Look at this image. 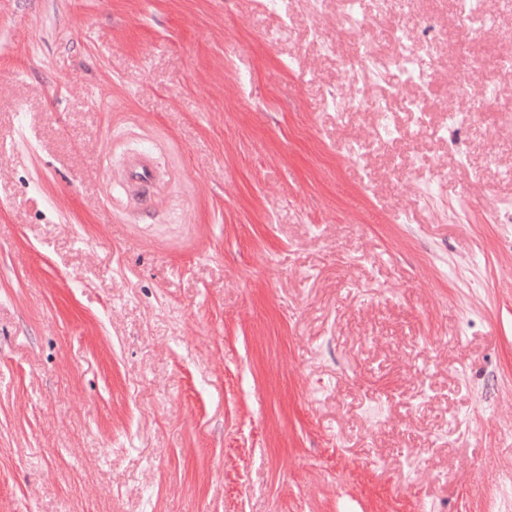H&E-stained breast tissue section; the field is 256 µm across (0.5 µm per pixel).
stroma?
<instances>
[{
    "mask_svg": "<svg viewBox=\"0 0 512 512\" xmlns=\"http://www.w3.org/2000/svg\"><path fill=\"white\" fill-rule=\"evenodd\" d=\"M342 11L0 0V512H512V134L348 160ZM125 178L128 184L140 185L155 179V157L151 151H136L125 161Z\"/></svg>",
    "mask_w": 512,
    "mask_h": 512,
    "instance_id": "1",
    "label": "stroma"
}]
</instances>
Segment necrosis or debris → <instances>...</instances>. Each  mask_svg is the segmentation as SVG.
<instances>
[{
	"label": "necrosis or debris",
	"instance_id": "1",
	"mask_svg": "<svg viewBox=\"0 0 512 512\" xmlns=\"http://www.w3.org/2000/svg\"><path fill=\"white\" fill-rule=\"evenodd\" d=\"M392 4L393 0H373L372 9L367 10L363 0H344L345 21L357 34L362 49L355 57L339 58L340 70L346 73L386 71L393 77L387 93L380 97L373 95L372 87L367 83L350 94L339 88L330 93L337 121H344L350 109L361 104L370 105L383 119L373 137L352 146L351 152L355 155L369 152L386 137L397 134V126L389 120L393 105H400L402 111L411 115L415 129L427 126L425 99L416 95L415 90L423 86L427 78L424 56L442 53L446 43L436 24H428L416 34L406 26L390 22ZM504 9L503 0L494 5L489 0H455V15L463 23L466 37L456 47L453 94L447 108L450 128L465 130L483 122L484 113L470 105L473 98L482 96L493 101L499 98L496 87L480 88L473 82L475 70L482 65L481 60L471 53L473 41L489 30H496L502 49L495 58V66L499 71L512 74V26L502 28L498 25V14ZM382 40L390 45V54H376L374 47Z\"/></svg>",
	"mask_w": 512,
	"mask_h": 512
}]
</instances>
